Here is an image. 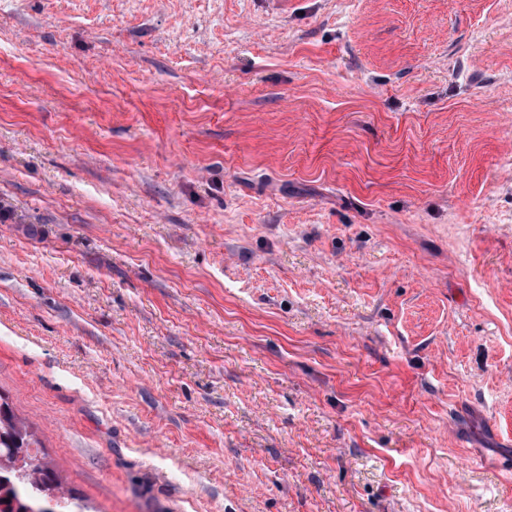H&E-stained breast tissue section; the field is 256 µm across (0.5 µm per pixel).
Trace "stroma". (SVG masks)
<instances>
[{"label": "stroma", "instance_id": "obj_1", "mask_svg": "<svg viewBox=\"0 0 512 512\" xmlns=\"http://www.w3.org/2000/svg\"><path fill=\"white\" fill-rule=\"evenodd\" d=\"M0 394L98 512H512V0H0Z\"/></svg>", "mask_w": 512, "mask_h": 512}]
</instances>
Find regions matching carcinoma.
<instances>
[{
    "mask_svg": "<svg viewBox=\"0 0 512 512\" xmlns=\"http://www.w3.org/2000/svg\"><path fill=\"white\" fill-rule=\"evenodd\" d=\"M39 455L31 427L0 394V512H86Z\"/></svg>",
    "mask_w": 512,
    "mask_h": 512,
    "instance_id": "1",
    "label": "carcinoma"
}]
</instances>
